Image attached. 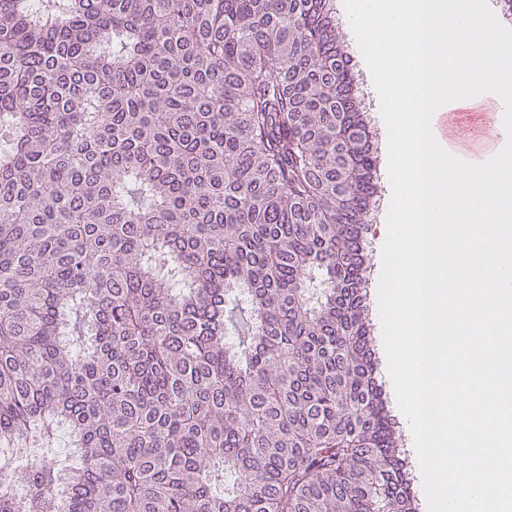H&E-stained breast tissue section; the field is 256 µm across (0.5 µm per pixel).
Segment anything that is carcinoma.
I'll return each instance as SVG.
<instances>
[{
	"label": "carcinoma",
	"instance_id": "cac0c4a2",
	"mask_svg": "<svg viewBox=\"0 0 512 512\" xmlns=\"http://www.w3.org/2000/svg\"><path fill=\"white\" fill-rule=\"evenodd\" d=\"M328 0H0V512H416Z\"/></svg>",
	"mask_w": 512,
	"mask_h": 512
}]
</instances>
